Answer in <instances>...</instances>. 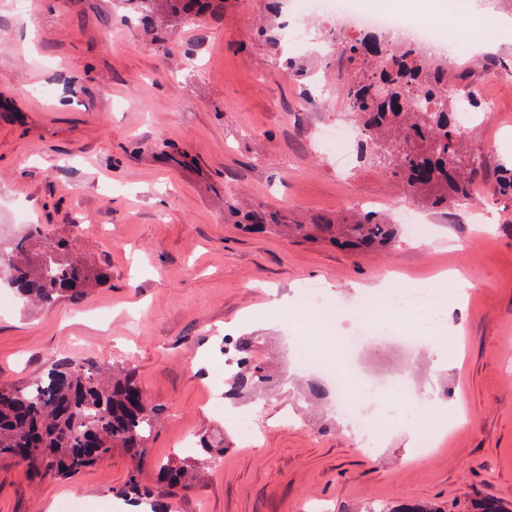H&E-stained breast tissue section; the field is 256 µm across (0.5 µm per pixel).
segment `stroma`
<instances>
[{"instance_id":"stroma-1","label":"stroma","mask_w":512,"mask_h":512,"mask_svg":"<svg viewBox=\"0 0 512 512\" xmlns=\"http://www.w3.org/2000/svg\"><path fill=\"white\" fill-rule=\"evenodd\" d=\"M336 27L310 0H224L200 24L137 17L126 0H0V247L48 225L74 235L106 282L85 297L0 309V383L29 386L57 356L134 370L165 420L141 462L194 457L184 434L224 442V458L198 469L171 512H359L374 503H434L478 512L487 499L512 512V202L490 195L428 215L430 238H399L386 252L246 234L254 209L308 224L367 208L396 218L417 202L382 164L339 163L319 138L343 117ZM475 58L459 66L497 102L460 142L495 136L494 167L512 162V87L490 80L512 62V26L476 31ZM467 282L440 327L459 349L361 354L410 392L441 405L431 452L413 460L415 429L363 441L330 399L296 397L305 376L269 396L253 447L206 405L228 336L277 338L263 357L286 363L285 321L270 308L315 281L346 313L396 281L414 290L442 273ZM132 466L113 452L66 479L35 478L0 460V512H151L115 496Z\"/></svg>"}]
</instances>
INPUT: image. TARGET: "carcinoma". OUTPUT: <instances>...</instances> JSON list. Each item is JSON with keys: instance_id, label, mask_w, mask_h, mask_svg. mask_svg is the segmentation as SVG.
<instances>
[{"instance_id": "carcinoma-1", "label": "carcinoma", "mask_w": 512, "mask_h": 512, "mask_svg": "<svg viewBox=\"0 0 512 512\" xmlns=\"http://www.w3.org/2000/svg\"><path fill=\"white\" fill-rule=\"evenodd\" d=\"M168 12L190 20L224 8V0H165ZM338 61L350 73L344 89V111L357 113L363 135L358 150L382 139L398 137L402 143L387 146L386 170L421 202L444 211L448 203L469 201L472 179L485 167L478 152L458 148L462 133L459 117L482 109L480 94L469 83L459 88L461 76L450 72L448 57H429L414 40L387 47L364 35L336 34ZM497 193L512 198V168H498ZM246 228H271L284 236L305 240L328 239L344 247L373 251L389 247L396 225L381 213L362 211L351 217L319 224H289L281 214L255 211ZM44 235L36 225L35 235L15 243L12 255L0 253V268L9 287L34 305L49 306L61 297L83 298L104 279V272L78 254L79 236L50 240L36 256L33 243ZM257 337L224 339V349L235 358L237 368L225 380L227 398L244 392L259 393L274 377L259 359ZM164 409L143 400L134 372L116 369L105 377L96 365L82 364L68 356L55 360L48 372L30 386L19 389L0 384V459H10L31 472L55 478H70L95 466L100 459L121 450L133 458L144 453ZM100 448L99 457L84 456L85 441ZM200 461L216 464L224 448L200 436ZM195 480L194 466L184 462L160 464L158 495L169 498L189 489ZM116 494L129 502L151 500L139 468L132 469ZM361 512H438L425 502L408 501L395 508L375 504Z\"/></svg>"}]
</instances>
